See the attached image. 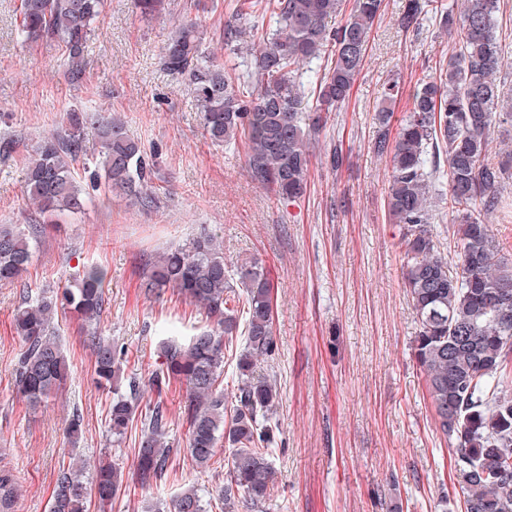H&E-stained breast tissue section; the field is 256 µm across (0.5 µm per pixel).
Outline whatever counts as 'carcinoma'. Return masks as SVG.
Returning <instances> with one entry per match:
<instances>
[{
	"mask_svg": "<svg viewBox=\"0 0 512 512\" xmlns=\"http://www.w3.org/2000/svg\"><path fill=\"white\" fill-rule=\"evenodd\" d=\"M104 0H20L17 33L24 42L50 39L66 44L78 58ZM150 19L171 8L170 0H134ZM275 26L248 44L242 25L224 26V50L244 56L248 66L232 79L224 61L204 48L203 32L185 18L175 21L161 65L182 77L201 115L204 136L218 147L243 145L250 179L278 198L295 201L308 189L312 164L311 129L321 113L342 106L364 66L382 0H354L340 26L327 19L341 0H268ZM499 0H464L459 11L443 0H406L402 23L410 27L422 15L440 16L448 33H459V48L448 59L445 83L420 80L412 107L389 137V104L400 81L383 86L374 152L390 156L387 209L400 225L406 259L405 286L418 320L413 356L422 372L435 428L452 447L462 483L465 512H512V266L501 259L500 243L484 216L500 210L506 180L512 179V153L493 162L487 154L492 126L512 123V94L496 72L503 63L496 35ZM330 61L327 72L305 84L302 70ZM314 114L304 115L308 95ZM68 127L42 136L28 153L27 198L50 224L119 196L144 208L157 204L150 163L141 141L119 119L99 112H71ZM97 131L99 150L81 182L75 163L84 154L83 131ZM447 182L448 212L456 239L453 253L441 251L429 224L433 186ZM40 224H0V282H14L30 265ZM455 264L457 272L448 270ZM107 273L85 264L53 295L24 290L13 328L24 349L15 371L18 397L40 407L61 392L69 363L56 337L54 321L63 310L86 329L94 380L112 394L108 433L121 441L140 425L134 449L136 479L150 486L161 480L177 449L167 441V412L162 403L142 407L144 386L126 374L127 351L101 336ZM142 287L161 297L169 290L199 307L213 325L198 327L189 338L161 343L149 380L156 393L173 383L185 387L183 415L188 424L186 453L200 469L209 467L224 444V486L212 500L220 512H239L245 498L262 505L273 489L270 457L275 451L272 414L279 403L275 381L255 376L260 362L277 350L273 334L275 286L253 258L230 277L223 242L208 228L175 245L149 263ZM241 346H234L238 337ZM235 360L233 390H224L227 359ZM123 486L122 472L109 463L86 476V463L72 458L58 469L49 512H87L89 497L100 509L112 504ZM18 484L0 472V512H13ZM169 512H209L198 491L182 490Z\"/></svg>",
	"mask_w": 512,
	"mask_h": 512,
	"instance_id": "1",
	"label": "carcinoma"
}]
</instances>
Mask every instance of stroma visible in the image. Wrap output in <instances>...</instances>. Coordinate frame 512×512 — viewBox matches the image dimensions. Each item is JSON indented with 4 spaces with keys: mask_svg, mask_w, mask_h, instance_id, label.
Returning a JSON list of instances; mask_svg holds the SVG:
<instances>
[{
    "mask_svg": "<svg viewBox=\"0 0 512 512\" xmlns=\"http://www.w3.org/2000/svg\"><path fill=\"white\" fill-rule=\"evenodd\" d=\"M404 3L383 0L348 100L312 138L307 192L286 202L250 179L243 150L211 145L183 79L161 68L174 18L197 19L205 46L217 51L235 0L217 8L174 0L172 14L149 20L133 0H104L77 69L58 41L21 43L19 0H0V145L13 144L0 159V224L33 218L25 147L65 128L68 112L117 115L158 153L156 206L115 198L62 217L22 279L0 284V471L21 487L14 512H48L58 468L74 453L115 463L128 477L106 512H145L158 493L191 486L206 499L223 484V454L203 471L184 452L186 392L178 384L146 390L144 399L163 401L168 440L180 454L162 489L131 481L134 439L115 442L107 433L108 398L94 383L86 334L67 315L56 318L71 370L66 389L32 410L14 388L22 343L12 322L22 289L58 288L86 263L107 272L102 336L125 346L128 374L148 380L161 342L187 337L206 317L177 295H147L144 264L204 226L219 233L228 265L259 258L278 286V350L257 372L277 381L279 440L274 490L258 512H462L460 478L412 355L418 321L405 288L402 231L388 217L390 161L372 149L383 83L403 84L392 105L391 123L399 125L416 81L438 76L457 40L427 17L403 27ZM334 147L343 156L336 169L328 163ZM75 413L83 434L74 446L66 427Z\"/></svg>",
    "mask_w": 512,
    "mask_h": 512,
    "instance_id": "stroma-1",
    "label": "stroma"
}]
</instances>
